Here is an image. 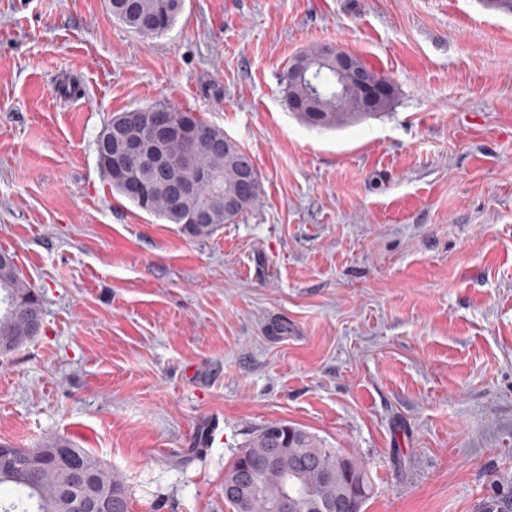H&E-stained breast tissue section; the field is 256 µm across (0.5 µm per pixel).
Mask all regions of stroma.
Wrapping results in <instances>:
<instances>
[{"label":"stroma","instance_id":"stroma-1","mask_svg":"<svg viewBox=\"0 0 512 512\" xmlns=\"http://www.w3.org/2000/svg\"><path fill=\"white\" fill-rule=\"evenodd\" d=\"M391 109L302 123L280 76L322 44ZM188 111L262 200L206 238L113 190L119 113ZM43 298L0 355V443L65 437L130 512H230L271 422L367 463L363 512H479L512 488V15L482 0H184L145 39L108 0H0V251Z\"/></svg>","mask_w":512,"mask_h":512}]
</instances>
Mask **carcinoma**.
Returning a JSON list of instances; mask_svg holds the SVG:
<instances>
[{
  "label": "carcinoma",
  "instance_id": "1",
  "mask_svg": "<svg viewBox=\"0 0 512 512\" xmlns=\"http://www.w3.org/2000/svg\"><path fill=\"white\" fill-rule=\"evenodd\" d=\"M112 15L130 32L146 38L164 35L175 23L183 0H109ZM312 83L319 91L321 103L316 112L294 109L307 125L318 128H336L356 121L363 114L356 111L357 98L353 95L336 96L335 74L319 68L312 74ZM310 83V84H312ZM310 84L288 78L283 72L281 85L285 101H302L310 94ZM168 111L163 106L141 108L136 112L126 111L113 117L102 129L98 140L107 133L135 117L141 131L148 129L152 113ZM195 128L200 148L196 164L183 167L172 165L169 179L147 180L139 192L132 191L139 171L136 168L115 167L109 161L98 158V165L120 195L138 208L164 219L180 224L189 212L203 206L210 212L206 224L188 225L193 238H206L223 224H233L262 198V180L254 172L255 188L244 192L241 182L239 155L224 157V163L216 166L213 155L205 141H224L227 136L195 115L187 114ZM200 167L216 169V178L211 184L197 186L194 194L187 197L173 195L171 182H193ZM238 199L237 207L224 206L227 197ZM0 261V344L12 350L32 340L25 308H42L39 294L19 275L14 258L3 253ZM63 448L94 475V488L110 491L108 512H129V497L122 478L105 469L85 449L75 447L68 439L51 437L35 449L37 455L23 451L18 455L27 463L9 470L0 469V486H9L10 496L18 502H27L31 512H73L69 497L64 494L67 484L65 470L53 465L54 452ZM228 482H246L241 498L230 500L232 512H279L277 505L283 496H288V512H362L369 499L372 485L369 469L355 459L341 454L335 448H327L308 430L276 422L264 426L252 439L249 446L232 462L225 474ZM484 512H512V494L492 495L485 502Z\"/></svg>",
  "mask_w": 512,
  "mask_h": 512
}]
</instances>
